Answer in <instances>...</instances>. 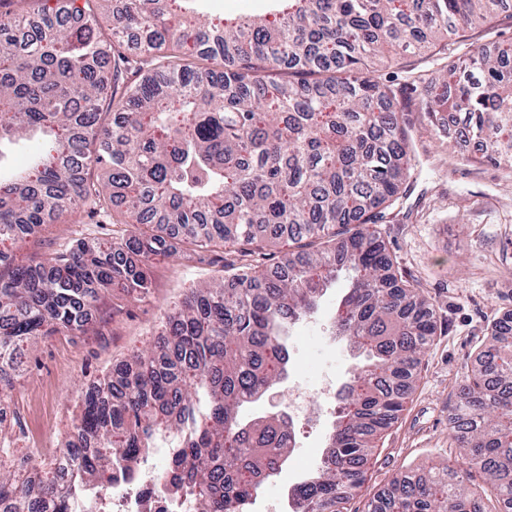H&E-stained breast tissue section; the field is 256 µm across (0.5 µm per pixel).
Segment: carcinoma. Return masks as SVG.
Returning a JSON list of instances; mask_svg holds the SVG:
<instances>
[{
	"label": "carcinoma",
	"mask_w": 512,
	"mask_h": 512,
	"mask_svg": "<svg viewBox=\"0 0 512 512\" xmlns=\"http://www.w3.org/2000/svg\"><path fill=\"white\" fill-rule=\"evenodd\" d=\"M100 2L97 13L0 0V168L18 139L39 141L27 168L0 178V244L110 204V223L123 226L93 254L78 244L22 266L0 254V391L12 388L28 343L85 331L97 288L148 293V268L134 257L164 252L170 224L198 249L244 254L265 232L301 251L274 269L226 261L221 282L191 289L158 347L82 391L67 468L43 475L35 461L22 490L0 459V512H82L102 471L131 480L123 462L172 427L171 480L189 490L194 512H243L289 446L284 421L247 424L240 408L285 373L290 321L314 314L344 280L330 335L362 358L350 410L336 418L326 467L292 489L301 512H343L436 333L431 303L397 275L377 228L419 165L407 115L422 113L434 132L443 113L463 115L484 158L512 169V41L479 55L467 77L466 53L448 51L512 0H280L273 20L230 26L191 13L192 0ZM104 22L140 34L142 52L114 47L103 68ZM435 42L434 78L411 71L397 88L371 69ZM218 57V72L195 62ZM109 99L118 119L102 125ZM92 166L104 185L88 180ZM152 224L160 233L142 232ZM452 419L468 470L486 486L448 465L405 473L368 512H484V496L512 512V342L490 347L461 383Z\"/></svg>",
	"instance_id": "carcinoma-1"
}]
</instances>
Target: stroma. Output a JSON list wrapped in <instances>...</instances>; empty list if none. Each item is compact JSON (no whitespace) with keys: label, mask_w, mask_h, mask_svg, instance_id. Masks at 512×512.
Returning <instances> with one entry per match:
<instances>
[{"label":"stroma","mask_w":512,"mask_h":512,"mask_svg":"<svg viewBox=\"0 0 512 512\" xmlns=\"http://www.w3.org/2000/svg\"><path fill=\"white\" fill-rule=\"evenodd\" d=\"M415 128L420 173L401 210L381 229L400 272L432 303L436 334L404 411L376 442L366 484L348 502V512H365L372 494L401 472L463 468L464 450L450 425L458 388L477 366L493 324L512 316V180L504 168L480 158L457 162L464 145L454 134L431 133L421 118ZM111 234L103 217L84 213L75 223L44 226L9 252L20 264ZM166 239V257L148 264V294L133 300L117 288L99 290L87 332L41 336L29 345L12 380V417L0 426L11 469L24 471L31 454L48 461L71 429L82 387L157 344L165 320L189 290L223 278V262L195 251L176 232ZM292 347L302 363L299 377L310 382L320 372L351 378L358 365L352 350L328 349L313 326L301 330ZM28 420L42 443L33 453L26 446Z\"/></svg>","instance_id":"obj_1"}]
</instances>
